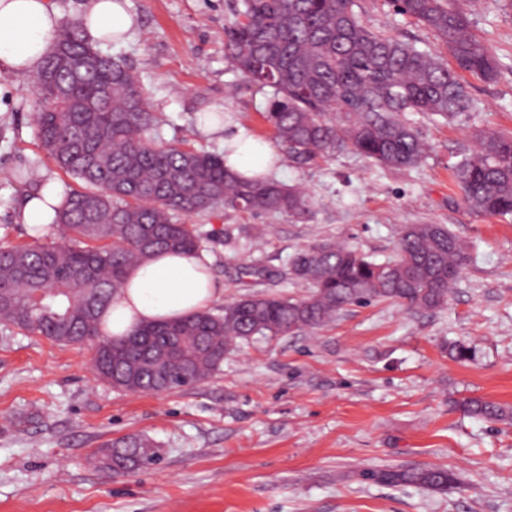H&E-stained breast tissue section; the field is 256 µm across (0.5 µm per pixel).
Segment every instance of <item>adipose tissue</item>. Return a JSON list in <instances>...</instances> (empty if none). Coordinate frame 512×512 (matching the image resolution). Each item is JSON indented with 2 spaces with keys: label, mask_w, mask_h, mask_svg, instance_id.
<instances>
[{
  "label": "adipose tissue",
  "mask_w": 512,
  "mask_h": 512,
  "mask_svg": "<svg viewBox=\"0 0 512 512\" xmlns=\"http://www.w3.org/2000/svg\"><path fill=\"white\" fill-rule=\"evenodd\" d=\"M127 0H87L75 22L93 43L104 44L132 32L135 23ZM61 16L49 0H0V73L26 76L38 72L53 48ZM232 152L225 159L233 172L250 178L271 173L278 157L276 146L241 131L224 135ZM65 190L46 180L28 195L16 212L18 223L48 235L56 224ZM207 251L194 254L164 253L132 270L125 287L102 315L103 335H131L149 322L170 321L208 308L222 293L210 272Z\"/></svg>",
  "instance_id": "1"
}]
</instances>
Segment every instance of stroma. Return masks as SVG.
I'll list each match as a JSON object with an SVG mask.
<instances>
[{"label": "stroma", "mask_w": 512, "mask_h": 512, "mask_svg": "<svg viewBox=\"0 0 512 512\" xmlns=\"http://www.w3.org/2000/svg\"><path fill=\"white\" fill-rule=\"evenodd\" d=\"M241 0H128L139 27L102 45L139 75L165 140L222 152L201 113H234L236 128L272 139L268 93L244 80L225 29ZM369 28L446 55L428 29L390 0H357ZM473 34L498 57L487 83L465 75L471 106L455 121L412 120L428 145L416 167L394 170L341 151L299 166L280 157L275 179L301 187L307 219L218 207L183 214L212 257L223 302L245 294L306 295L289 280L294 254L325 241L376 262L394 257L407 224H443L473 250L447 304L410 310L353 305L322 327L255 337L206 382L131 393L97 379L90 351L0 326V512H512V422L469 414L480 398L512 408V216L458 204L452 168L478 133L512 134V0H477ZM35 75H0V244L30 241L14 208V170L68 185L32 124ZM244 263L257 278H240ZM470 349L467 361L448 353ZM126 436L152 440L155 467L106 475L88 458ZM442 467L457 489L438 492L362 479L386 467Z\"/></svg>", "instance_id": "obj_1"}]
</instances>
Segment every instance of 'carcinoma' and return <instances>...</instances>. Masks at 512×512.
<instances>
[{
  "label": "carcinoma",
  "mask_w": 512,
  "mask_h": 512,
  "mask_svg": "<svg viewBox=\"0 0 512 512\" xmlns=\"http://www.w3.org/2000/svg\"><path fill=\"white\" fill-rule=\"evenodd\" d=\"M244 11L227 30L232 65L247 81L271 88L263 117L289 161L304 164L353 150L390 169L418 165L426 145L412 112L452 121L470 98L459 72L485 81L497 75L492 51L470 31L468 13L451 0H393L396 10L432 31L455 63L368 28L355 0H242ZM92 43L65 28L38 74L33 114L40 144L77 187L68 188L55 240L0 246V325L81 345L99 335V318L126 284L130 270L162 252L201 249L193 225L178 215L222 207L254 215L310 213L299 187L238 178L224 155L164 141L137 74L118 57L100 54L93 67H56V52L83 57ZM454 175L464 208L512 214V136L488 133L463 154ZM469 247L441 224H407L395 258L377 263L357 250L326 241L295 253L288 276L309 292L234 299L98 345L95 376L134 393L196 386L216 374L224 358L256 336H286L333 320L351 305L391 301L435 310L448 301L470 261ZM466 409L489 420L512 410L469 399ZM149 469L154 443L128 437L103 443L90 457L102 468ZM365 480L446 492L456 479L441 467L382 468Z\"/></svg>",
  "instance_id": "cac0c4a2"
}]
</instances>
